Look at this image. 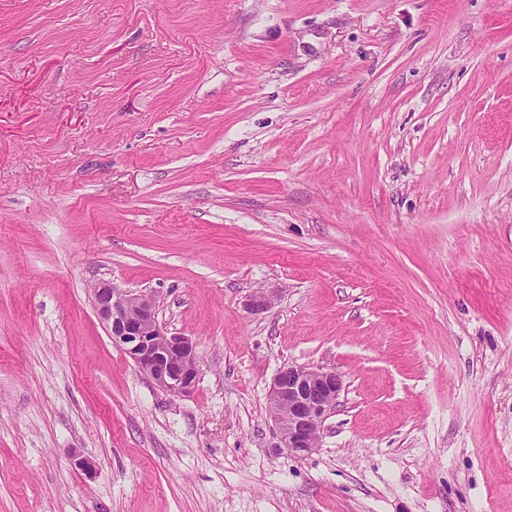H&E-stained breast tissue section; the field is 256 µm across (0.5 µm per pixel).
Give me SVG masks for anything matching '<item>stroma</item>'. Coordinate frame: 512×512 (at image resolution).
<instances>
[{
    "mask_svg": "<svg viewBox=\"0 0 512 512\" xmlns=\"http://www.w3.org/2000/svg\"><path fill=\"white\" fill-rule=\"evenodd\" d=\"M0 512H512V0H0ZM94 306L112 341L138 369L173 396L191 394L199 366L187 336L165 332L151 293L124 291L101 282L92 288ZM341 389L342 378L335 371L283 366L268 394V411L276 427L273 448L298 457L310 455Z\"/></svg>",
    "mask_w": 512,
    "mask_h": 512,
    "instance_id": "obj_1",
    "label": "stroma"
}]
</instances>
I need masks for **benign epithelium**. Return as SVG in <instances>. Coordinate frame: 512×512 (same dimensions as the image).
<instances>
[{
    "label": "benign epithelium",
    "instance_id": "7a95c632",
    "mask_svg": "<svg viewBox=\"0 0 512 512\" xmlns=\"http://www.w3.org/2000/svg\"><path fill=\"white\" fill-rule=\"evenodd\" d=\"M92 293L96 312L112 341L138 369L170 395L191 394L199 375L193 344L186 336L164 331L158 321L156 297L105 282L96 284ZM273 301V294L256 291L247 307L260 312ZM341 389L342 378L332 370L293 364L282 367L268 394V411L276 427L273 448L298 457L310 455Z\"/></svg>",
    "mask_w": 512,
    "mask_h": 512
}]
</instances>
